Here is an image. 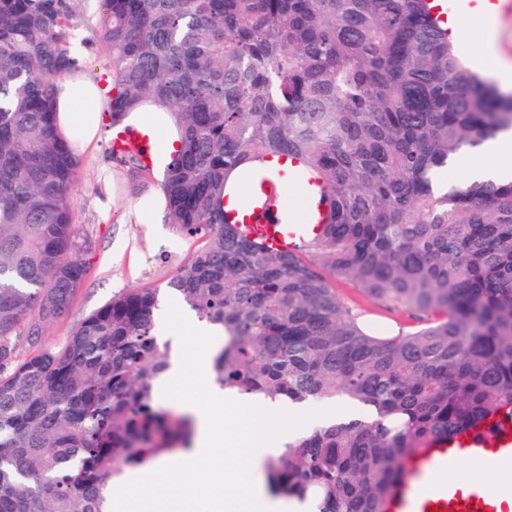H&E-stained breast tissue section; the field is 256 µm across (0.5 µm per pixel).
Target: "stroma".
<instances>
[{
  "label": "stroma",
  "mask_w": 512,
  "mask_h": 512,
  "mask_svg": "<svg viewBox=\"0 0 512 512\" xmlns=\"http://www.w3.org/2000/svg\"><path fill=\"white\" fill-rule=\"evenodd\" d=\"M74 6L79 19L89 24L84 32L88 43L80 54L83 71L96 78L109 60L98 31L102 4L100 0H74ZM110 135V128L102 127L97 146L78 151L81 163L71 192V205L80 237L91 247L87 273L69 313L46 326L41 346L59 350L80 322L112 297L131 288L157 287L161 290L160 336L182 350L188 368H195L201 361L211 362L221 337L212 336L207 344L194 342L185 331L190 310L166 289L196 243L175 224L154 223L150 208L142 207L141 202L157 187L160 178L116 167L108 154ZM336 290L359 315L407 331L421 326L420 320L409 313L388 309L366 297L352 283L337 282ZM189 403L209 414L228 433L229 441L224 446V467L228 470L237 469L243 451L252 447L258 434L273 435L281 428L279 419L274 417L258 428L248 416L215 408L204 388L190 379L171 384L159 401L164 410L176 413ZM211 481L210 472L204 468L188 475L172 465L152 475L145 496H126L120 484L113 487L112 495L126 498V512H208L206 498L193 495L192 489Z\"/></svg>",
  "instance_id": "35a3bbf8"
}]
</instances>
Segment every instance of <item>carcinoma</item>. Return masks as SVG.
<instances>
[{
    "mask_svg": "<svg viewBox=\"0 0 512 512\" xmlns=\"http://www.w3.org/2000/svg\"><path fill=\"white\" fill-rule=\"evenodd\" d=\"M430 2L102 0L111 124L151 104L179 133L163 188L197 247L168 288L224 337L213 384L362 411L267 465L275 493L316 512H382L409 456L512 406V181L442 182L463 147L512 128V99L468 67ZM75 19L71 0H0V512H111L126 470L189 447L190 419L156 403L172 361L160 289L113 297L58 351L20 359L11 341L38 346L86 273L79 157L54 97L79 68ZM288 157V175L267 166ZM309 171L330 211L301 252L226 219L243 185ZM341 280L429 323L363 322Z\"/></svg>",
    "mask_w": 512,
    "mask_h": 512,
    "instance_id": "obj_1",
    "label": "carcinoma"
}]
</instances>
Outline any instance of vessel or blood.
Masks as SVG:
<instances>
[{"label":"vessel or blood","mask_w":512,"mask_h":512,"mask_svg":"<svg viewBox=\"0 0 512 512\" xmlns=\"http://www.w3.org/2000/svg\"><path fill=\"white\" fill-rule=\"evenodd\" d=\"M115 147L138 153L146 165L154 163V145L147 135L123 128L112 134ZM288 192L279 182H268L244 209L232 211L240 234L271 251H296L306 240L319 237L324 227L303 222L289 224L285 216ZM494 443L499 462L512 464V408L502 409L487 426L454 440L439 439L420 449L392 486L383 512H512V505L476 486L463 492L448 480V468L461 458H479L486 443Z\"/></svg>","instance_id":"obj_1"}]
</instances>
